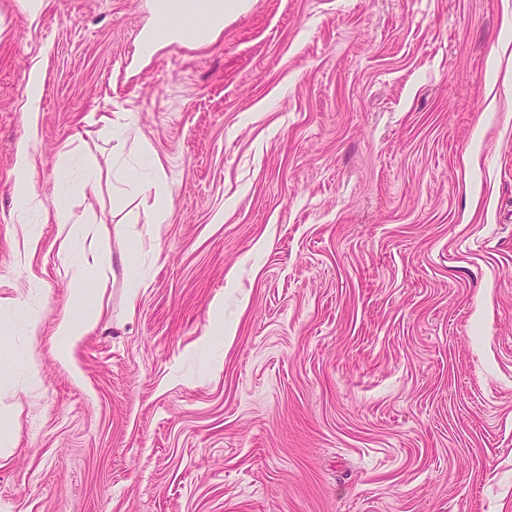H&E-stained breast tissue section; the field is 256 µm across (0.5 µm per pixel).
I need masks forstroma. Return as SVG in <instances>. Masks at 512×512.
I'll return each instance as SVG.
<instances>
[{"instance_id": "35a3bbf8", "label": "stroma", "mask_w": 512, "mask_h": 512, "mask_svg": "<svg viewBox=\"0 0 512 512\" xmlns=\"http://www.w3.org/2000/svg\"><path fill=\"white\" fill-rule=\"evenodd\" d=\"M152 3L0 0V319L44 318L36 380L0 334V512H512V0H250L145 60ZM120 115L166 223L115 204ZM87 165L95 297L46 219ZM36 158L26 146L21 147L13 167L15 183L22 198H30L33 177L36 171ZM90 259L87 258L85 260V265H87V268L84 271L81 270L79 273H77L74 276V281L79 285L86 284L88 282V272L93 271L95 276L92 280V284L94 288H97L96 290L98 293L99 288H103L101 274L105 270L110 260L108 242L104 237H99L98 246L91 251ZM99 322V310L88 311L79 317L61 316L55 324V336L64 339L65 345L58 350V357L71 360L77 344L84 336L96 330Z\"/></svg>"}]
</instances>
